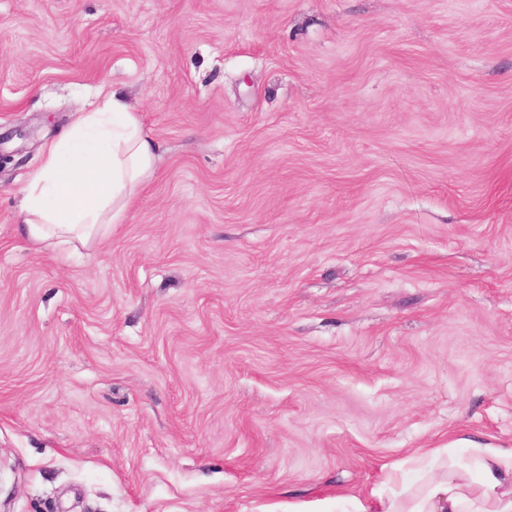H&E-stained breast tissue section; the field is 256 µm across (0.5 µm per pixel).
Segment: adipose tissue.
<instances>
[{
    "label": "adipose tissue",
    "instance_id": "ef3b65f1",
    "mask_svg": "<svg viewBox=\"0 0 512 512\" xmlns=\"http://www.w3.org/2000/svg\"><path fill=\"white\" fill-rule=\"evenodd\" d=\"M155 168L137 113L119 97L83 113L50 149L24 190L20 227L26 240L67 252L88 247L103 227L120 223ZM472 466L442 448L413 452L412 469L395 462L384 484L295 512H512V448L471 450Z\"/></svg>",
    "mask_w": 512,
    "mask_h": 512
}]
</instances>
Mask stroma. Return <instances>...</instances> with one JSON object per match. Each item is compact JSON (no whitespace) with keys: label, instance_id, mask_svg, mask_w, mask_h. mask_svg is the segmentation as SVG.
<instances>
[{"label":"stroma","instance_id":"stroma-1","mask_svg":"<svg viewBox=\"0 0 512 512\" xmlns=\"http://www.w3.org/2000/svg\"><path fill=\"white\" fill-rule=\"evenodd\" d=\"M122 93L81 255L22 191ZM0 512H288L512 448V0H0ZM154 168L139 116L112 92L62 135L25 188L23 236L67 252L88 247L104 226L120 223Z\"/></svg>","mask_w":512,"mask_h":512}]
</instances>
